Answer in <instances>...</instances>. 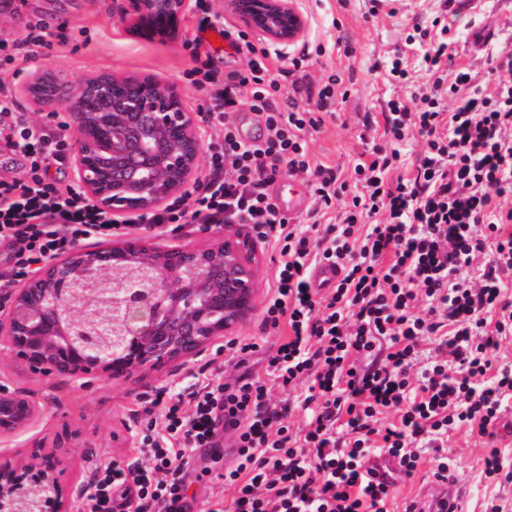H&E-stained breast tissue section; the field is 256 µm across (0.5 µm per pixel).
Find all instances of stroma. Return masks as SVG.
<instances>
[{
  "mask_svg": "<svg viewBox=\"0 0 512 512\" xmlns=\"http://www.w3.org/2000/svg\"><path fill=\"white\" fill-rule=\"evenodd\" d=\"M307 18L304 38L308 55L306 70L318 79L340 72L350 89L349 99L337 106L336 116L326 118L320 133L314 134L310 151L315 159L347 171L363 151L359 139L363 113L383 112L391 97L407 95V88L388 82L386 64L396 51H404L410 66H417L419 47L406 43L413 25L429 24L439 8L437 0H390L389 5L370 13L369 0H298ZM118 0H16L12 12L0 13V37L21 33L28 21L41 18L51 26H62V42L38 50L18 65L0 67V81L9 87L19 111L38 125H53L48 114L36 113L21 85L29 78L55 72L78 82L100 75L153 76L178 85L187 96L192 112L204 102L186 74L195 66L192 44L198 38L201 15L222 22L229 36L212 61L221 71L240 69L246 44L267 47L284 59L296 57L295 47H281L258 37L235 14L230 0H207V13L194 6L184 11L174 39L160 42L136 35L129 22L119 19ZM448 22L456 33L453 46L456 61L478 72L488 68L487 51L512 53V0H454ZM350 42L354 54L345 57L336 47L337 39ZM219 228L199 232L184 227L176 232L147 226L133 230L129 238L160 250L205 247L219 235ZM270 249L257 247L251 268L257 281L253 307L234 325L232 335L257 337L268 347L271 336L262 330V307L271 280ZM224 339L211 337L200 353L182 356L160 366L130 369L115 380L104 381L99 370L75 380L58 372L33 368L9 352H0V389L23 390L37 408L35 416L20 429L0 432V464L9 463L20 471L40 466L45 457L59 463L58 480L63 491L65 512H75L77 497L89 482L93 461L123 460L138 440L129 430L130 411L156 387L180 388L191 383L205 365L222 367ZM448 445L461 449L458 462L469 481L462 503L463 512H484L492 498L512 502V484L485 481L484 458L491 448L503 449L512 458V444L503 435L483 437L466 430L448 435Z\"/></svg>",
  "mask_w": 512,
  "mask_h": 512,
  "instance_id": "stroma-1",
  "label": "stroma"
}]
</instances>
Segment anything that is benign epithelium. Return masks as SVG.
Masks as SVG:
<instances>
[{"mask_svg":"<svg viewBox=\"0 0 512 512\" xmlns=\"http://www.w3.org/2000/svg\"><path fill=\"white\" fill-rule=\"evenodd\" d=\"M241 20L251 30L279 44L303 39L306 19L297 0H231ZM185 0H121L122 19L135 21L137 32L148 39L167 40L176 35ZM59 92L48 103L51 111L64 110L78 136L70 154L76 181L102 210L113 215L135 212L146 215L165 204L194 181L204 166V150L195 128L186 95L173 83L155 77L112 75L88 79L70 88L54 77ZM137 83L139 88L114 95L111 111L92 122L94 104L87 97L93 86L110 89L116 84ZM253 243L240 235H221L205 249L162 251L139 242L88 250L79 245L65 259L54 258L31 276L0 307V348L34 366L49 365L70 376L100 369L117 376L106 362L110 349L73 339L88 319L76 307L75 289L101 288L105 305L127 319L134 336H161L169 319L154 305V297L168 298L175 312V336H196L205 330L221 336L224 322L198 304L204 288L237 289L243 307L250 306L255 283L249 264ZM232 258L237 272L224 278V257ZM125 367L160 365L169 351L147 349L138 343L126 347ZM36 409L22 391L0 392V430L12 432L30 421ZM55 464L40 469L41 479L52 491L53 509H61Z\"/></svg>","mask_w":512,"mask_h":512,"instance_id":"1","label":"benign epithelium"}]
</instances>
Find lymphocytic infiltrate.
Instances as JSON below:
<instances>
[{
  "mask_svg": "<svg viewBox=\"0 0 512 512\" xmlns=\"http://www.w3.org/2000/svg\"><path fill=\"white\" fill-rule=\"evenodd\" d=\"M47 28L37 19L0 38V66L45 46ZM449 32L443 8L407 35L423 48L425 81L392 56L389 78L412 92L388 100L381 118L364 114V129L383 123L385 140L345 175L313 160L307 141L349 96L340 74L320 83L304 73L285 86L280 65L253 47L240 70L197 66L205 111L225 123L209 135V172L192 202L174 199L149 222L201 232L250 225L278 255L262 321L276 341L260 371L255 338H228L221 375L144 401L131 414L138 445L124 461L92 465L78 512H178L196 449L214 447L225 427L240 430L243 453L217 476L224 493L208 512H388L390 482L361 470L371 452L397 457L409 477L423 449H440V476L455 461L442 451L450 431L495 428L512 405V362H494L512 337L502 278L512 270V57L489 69L484 89L456 65ZM242 106L263 122L261 142H245L228 122ZM412 136L422 149L407 172L399 147ZM0 138L28 160L23 177L0 180V242L9 247L0 293L87 239L127 235L128 221L50 177L67 137L28 125L2 83ZM287 173L312 182L307 226L289 223L268 193ZM324 260L343 277L312 287L309 272Z\"/></svg>",
  "mask_w": 512,
  "mask_h": 512,
  "instance_id": "obj_1",
  "label": "lymphocytic infiltrate"
}]
</instances>
